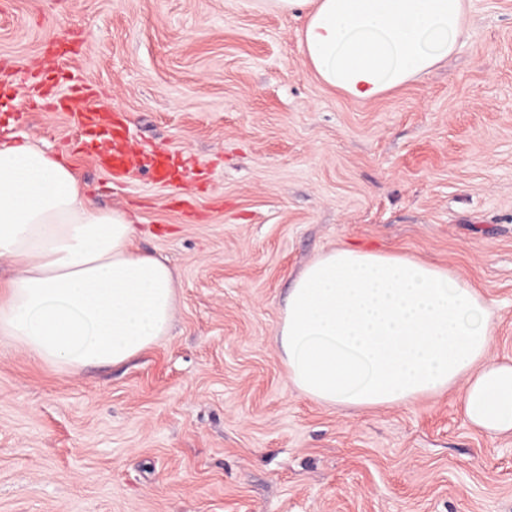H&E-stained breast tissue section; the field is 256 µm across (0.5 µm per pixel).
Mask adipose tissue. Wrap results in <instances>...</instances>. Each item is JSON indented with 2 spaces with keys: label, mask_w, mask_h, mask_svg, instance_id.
Returning <instances> with one entry per match:
<instances>
[{
  "label": "adipose tissue",
  "mask_w": 512,
  "mask_h": 512,
  "mask_svg": "<svg viewBox=\"0 0 512 512\" xmlns=\"http://www.w3.org/2000/svg\"><path fill=\"white\" fill-rule=\"evenodd\" d=\"M303 18L327 86L368 101L454 52L464 0H270ZM133 218L93 205L73 169L29 141H0V336L62 370L115 365L166 336L179 280L135 249ZM277 338L293 384L338 407L406 405L464 381L475 428L512 433V364L490 358L484 298L440 267L330 250L294 279Z\"/></svg>",
  "instance_id": "obj_1"
}]
</instances>
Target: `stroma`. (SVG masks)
<instances>
[{
	"instance_id": "1",
	"label": "stroma",
	"mask_w": 512,
	"mask_h": 512,
	"mask_svg": "<svg viewBox=\"0 0 512 512\" xmlns=\"http://www.w3.org/2000/svg\"><path fill=\"white\" fill-rule=\"evenodd\" d=\"M302 19L264 0H0V63L66 62L143 144L201 164L175 192L114 188L61 112L0 122L67 160L93 203L179 282L168 336L62 371L0 339V512H512V435L473 427L460 386L329 407L289 380L276 335L292 279L352 247L450 271L512 360V0H467L455 52L355 101L307 64Z\"/></svg>"
}]
</instances>
